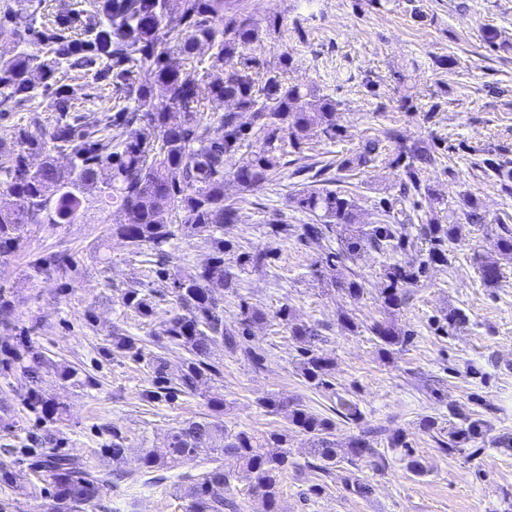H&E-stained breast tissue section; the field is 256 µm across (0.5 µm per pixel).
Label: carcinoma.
Returning a JSON list of instances; mask_svg holds the SVG:
<instances>
[{
    "label": "carcinoma",
    "instance_id": "1",
    "mask_svg": "<svg viewBox=\"0 0 512 512\" xmlns=\"http://www.w3.org/2000/svg\"><path fill=\"white\" fill-rule=\"evenodd\" d=\"M42 2L12 0L0 10V25L12 26L15 36L11 53H0V113L29 108L44 96L53 97L55 111L60 113L53 127L35 119L17 127L9 147L0 144V190L10 197L8 205H0V262L24 244L33 224L87 223L83 195L91 189L98 190L102 211L124 214L123 221L112 225L111 235L134 250L158 248L179 233L209 238L212 256L204 267L182 274L161 265L156 270L159 289L127 288L121 294L122 305L143 318L156 314V296L170 295L176 310L162 322L156 343L164 350L186 352L174 381L165 376V359L155 357V382L141 391V400L153 403L194 396L203 381L219 374L211 361L217 342L258 359L245 345V337L253 324L266 319L265 312L243 301L236 320L224 321V293L235 288L234 275L224 268L226 244L217 236L234 219V210L224 205L225 177L231 176L245 190L255 189L280 167L284 140L296 147L314 130L329 140L336 138L340 134L337 102L311 87L286 84L271 71L257 72L259 64L243 50L258 37L260 27L235 10L236 0H93L89 12L73 2L51 27L40 29ZM34 44L39 48H32ZM204 48L210 51L209 67L224 73V78L207 82L188 71ZM74 70L92 75L111 87L117 99L133 105L111 117L94 112L68 117L69 91L58 84V78ZM229 102L239 112L251 114L263 133L261 146L245 149L248 128L233 111L219 116L224 136L209 137L201 113L210 104ZM175 112L182 115L176 125L171 121ZM57 153L68 155L69 164H58ZM37 156L41 162L34 169L30 159ZM396 161L403 162L404 191L430 195L421 171L434 163L432 151L413 144L404 147ZM293 200L300 209L319 212L325 219L323 224L303 225L304 236L320 239L338 226L348 232L342 248L328 256L332 266L353 259L364 242L379 249L406 245V235L396 224L355 227L356 205L339 192L305 188ZM172 212L183 214L181 223L167 221ZM458 234L456 224H429L426 235L432 248L427 257L416 264L387 268L380 292L385 307L401 306L403 288L417 282L429 265L448 262L444 245L458 239ZM494 245L512 260L508 225L500 226ZM278 316L295 340L305 345V380L315 386L326 384L333 362L311 349L317 330L292 322L286 306ZM371 331L385 348L405 342L403 335L383 323H374ZM112 350L131 357L142 355L138 339L118 327L112 328ZM52 367L51 360L25 336L17 346H0V375L6 377L15 368L34 373ZM259 404L270 413L287 411L288 422L312 438L317 460L313 468L330 471L336 464V424L331 419L276 395L260 399ZM23 405L51 423L66 411L64 404L44 398L32 387ZM483 427L481 421L469 422L451 433L448 447L483 438ZM286 442L279 434L261 438L202 416L174 428L164 447L146 450L137 468L117 478L149 476L160 482L164 477L156 472L179 468L202 456L211 467L186 476L191 481L186 512H240L238 504L226 496L234 479L224 469L228 455L242 465L248 490L260 498L263 512H278L281 476L289 462ZM102 453L114 461L126 457L121 432L112 430V442ZM349 453L360 459L377 450L360 436L351 441ZM25 456L24 472L17 468L14 449L0 451V487L34 489L49 500L47 512H86L112 482V472L66 454L31 448Z\"/></svg>",
    "mask_w": 512,
    "mask_h": 512
}]
</instances>
